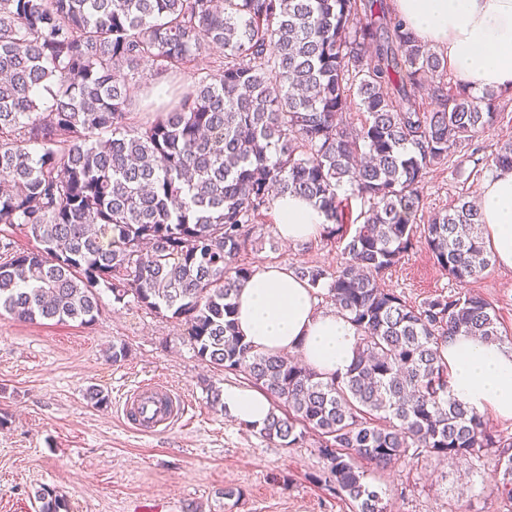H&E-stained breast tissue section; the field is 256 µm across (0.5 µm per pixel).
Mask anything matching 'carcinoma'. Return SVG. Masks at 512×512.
Here are the masks:
<instances>
[{"instance_id":"carcinoma-1","label":"carcinoma","mask_w":512,"mask_h":512,"mask_svg":"<svg viewBox=\"0 0 512 512\" xmlns=\"http://www.w3.org/2000/svg\"><path fill=\"white\" fill-rule=\"evenodd\" d=\"M446 66L385 0H0V224L42 245L0 244V314L90 324L103 288L171 314L213 368L288 407L261 435L294 446L318 434L352 512H387L363 461L491 463L512 502V438L450 394L440 354L456 333L512 343L492 303L466 291L412 306L381 286L418 242L461 284L493 262L465 198L416 226L429 170L500 116L496 92L448 85ZM148 68L190 69L194 82L137 112ZM354 95L358 127L346 119ZM489 167L512 169V141ZM288 193L345 241L344 266L295 269L360 332L342 378L255 351L235 330L253 273L238 259ZM351 195L367 210L349 236ZM34 498L38 512H70L53 489Z\"/></svg>"}]
</instances>
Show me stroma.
Masks as SVG:
<instances>
[{
    "label": "stroma",
    "instance_id": "35a3bbf8",
    "mask_svg": "<svg viewBox=\"0 0 512 512\" xmlns=\"http://www.w3.org/2000/svg\"><path fill=\"white\" fill-rule=\"evenodd\" d=\"M500 107L494 128L427 174L420 221L460 197L476 196L490 178L481 160L512 140V95ZM254 236L240 259L255 269L337 268L346 260L342 243L333 240L283 243L270 213L259 219ZM381 285L415 305L438 294H482L512 333V273L497 266L462 285L443 275L419 245ZM121 343L128 356L116 364L112 347ZM150 379L179 393L186 414L166 431L146 436L125 425L119 398ZM207 380L222 388L249 385L202 360L184 323L114 302L108 291L100 315L88 325L0 317V512H35L33 492L42 486L63 494L70 512H352L325 479L315 433L296 447L267 439L211 406L203 389ZM91 388L103 392L106 404L87 399ZM375 477L392 512H512V503L494 490L493 469L462 459L419 465L399 460ZM227 488L235 497L224 498Z\"/></svg>",
    "mask_w": 512,
    "mask_h": 512
}]
</instances>
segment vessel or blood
<instances>
[{
    "instance_id": "b4317fda",
    "label": "vessel or blood",
    "mask_w": 512,
    "mask_h": 512,
    "mask_svg": "<svg viewBox=\"0 0 512 512\" xmlns=\"http://www.w3.org/2000/svg\"><path fill=\"white\" fill-rule=\"evenodd\" d=\"M123 421L142 434L166 430L184 416L179 395L163 383L146 382L128 390L122 398Z\"/></svg>"
}]
</instances>
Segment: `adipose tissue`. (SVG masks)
<instances>
[{
  "instance_id": "obj_1",
  "label": "adipose tissue",
  "mask_w": 512,
  "mask_h": 512,
  "mask_svg": "<svg viewBox=\"0 0 512 512\" xmlns=\"http://www.w3.org/2000/svg\"><path fill=\"white\" fill-rule=\"evenodd\" d=\"M398 15L422 41L442 47L461 85L474 91L512 93V0H394ZM487 248L497 266L512 271V170L486 180L478 202ZM277 235L290 244L320 237L324 214L307 200L287 195L274 205ZM234 322L254 350L294 352L318 373L345 375L352 366L359 332L347 318L320 309L307 284L288 268L255 270L235 299ZM454 397L480 414L512 421V347L463 334L441 345ZM225 412L262 428L272 412L263 391L228 388Z\"/></svg>"
}]
</instances>
